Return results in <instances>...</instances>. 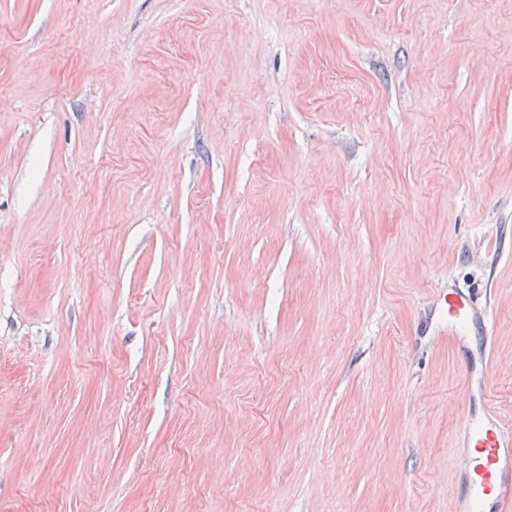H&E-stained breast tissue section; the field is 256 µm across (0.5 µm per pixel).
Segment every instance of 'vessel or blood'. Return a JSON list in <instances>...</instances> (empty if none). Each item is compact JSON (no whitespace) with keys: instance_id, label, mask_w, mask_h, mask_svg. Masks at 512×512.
I'll return each mask as SVG.
<instances>
[{"instance_id":"b4317fda","label":"vessel or blood","mask_w":512,"mask_h":512,"mask_svg":"<svg viewBox=\"0 0 512 512\" xmlns=\"http://www.w3.org/2000/svg\"><path fill=\"white\" fill-rule=\"evenodd\" d=\"M443 302L448 318L438 331L441 340L458 345L467 326L489 333L490 314L470 293L451 289ZM465 396L482 401L485 412L479 418L468 414L462 419L466 450L458 463L462 492L457 512H512V426L501 421L491 392L474 374L466 376Z\"/></svg>"}]
</instances>
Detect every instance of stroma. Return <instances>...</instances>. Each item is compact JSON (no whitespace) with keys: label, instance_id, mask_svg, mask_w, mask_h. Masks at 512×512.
Masks as SVG:
<instances>
[{"label":"stroma","instance_id":"stroma-1","mask_svg":"<svg viewBox=\"0 0 512 512\" xmlns=\"http://www.w3.org/2000/svg\"><path fill=\"white\" fill-rule=\"evenodd\" d=\"M482 354L512 0H0V512H454ZM443 303L448 308V320L438 330L436 336L448 345H458L463 339V328L473 326L490 338V314L486 305L479 306L469 292L449 289L443 294Z\"/></svg>","mask_w":512,"mask_h":512}]
</instances>
